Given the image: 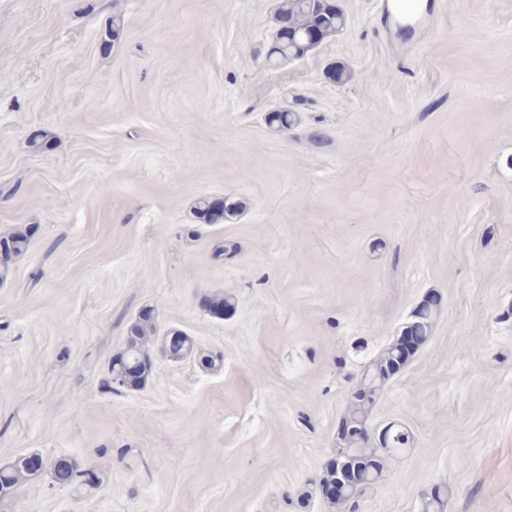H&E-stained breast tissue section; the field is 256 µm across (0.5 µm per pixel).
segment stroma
<instances>
[{"instance_id":"35a3bbf8","label":"stroma","mask_w":512,"mask_h":512,"mask_svg":"<svg viewBox=\"0 0 512 512\" xmlns=\"http://www.w3.org/2000/svg\"><path fill=\"white\" fill-rule=\"evenodd\" d=\"M339 3L335 39L273 68L278 0H0V232L35 229L0 282V463L100 476L43 473L0 512H329L352 394L431 292L366 421L411 444L355 512H421L437 484L446 512H512V0H424L405 36ZM212 196L246 207L198 223ZM147 306L196 350L129 391L107 366ZM438 313L439 305L437 303L422 305L411 317V320L402 327L399 336H402L401 342L410 353H413L418 347L414 336L420 346L429 339ZM406 334L414 336H405ZM69 461L68 469V482L69 484H76L81 488L94 489L97 487L99 477L93 468H81L80 465L74 460Z\"/></svg>"}]
</instances>
